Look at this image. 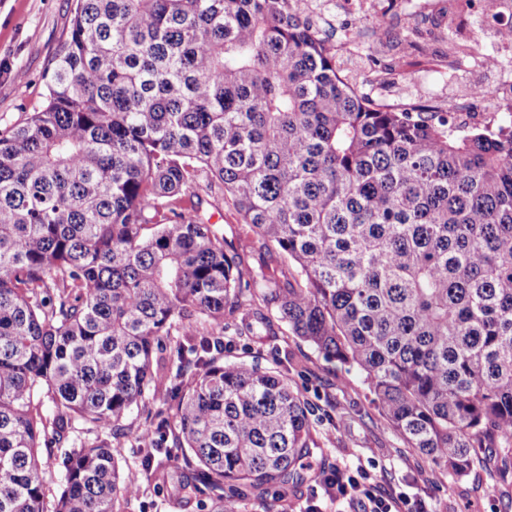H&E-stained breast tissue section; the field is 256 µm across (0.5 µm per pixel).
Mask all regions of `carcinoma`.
Segmentation results:
<instances>
[{
	"mask_svg": "<svg viewBox=\"0 0 512 512\" xmlns=\"http://www.w3.org/2000/svg\"><path fill=\"white\" fill-rule=\"evenodd\" d=\"M48 74L0 134V512H48L42 449L80 430L53 512L137 494L111 437L172 443L212 512H274L322 443L285 375L220 356L268 311L439 469L512 446V120L378 102L300 0H75ZM204 178L292 281L224 248ZM159 382L172 419L126 427Z\"/></svg>",
	"mask_w": 512,
	"mask_h": 512,
	"instance_id": "1",
	"label": "carcinoma"
}]
</instances>
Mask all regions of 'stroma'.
Here are the masks:
<instances>
[{"mask_svg":"<svg viewBox=\"0 0 512 512\" xmlns=\"http://www.w3.org/2000/svg\"><path fill=\"white\" fill-rule=\"evenodd\" d=\"M75 0H0V132L24 122L39 111L47 92L45 74L60 42L68 33ZM311 8L328 23L326 33L338 55L358 41L347 29H365L374 10L399 13L394 0H311ZM420 49L406 44L387 53L382 68H394L417 78L423 97L460 95L470 82L512 83V73L466 70L456 85L441 74L448 54L447 38L422 33ZM240 320L226 323L225 362L255 363L285 372L304 395L309 419L322 440L320 448L303 459L302 482L293 484L278 512H304L311 505L322 512L337 507L323 496V477L335 467L373 463L379 490L385 494L432 497L437 512H512V450L480 448L472 470L456 479L436 468L397 432L383 424L362 376L356 369L326 362L281 322L270 332L240 335ZM180 455L162 459L155 474L141 475L137 496L121 500L119 512H209L207 497L184 502L178 495L182 478L193 477Z\"/></svg>","mask_w":512,"mask_h":512,"instance_id":"stroma-1","label":"stroma"}]
</instances>
